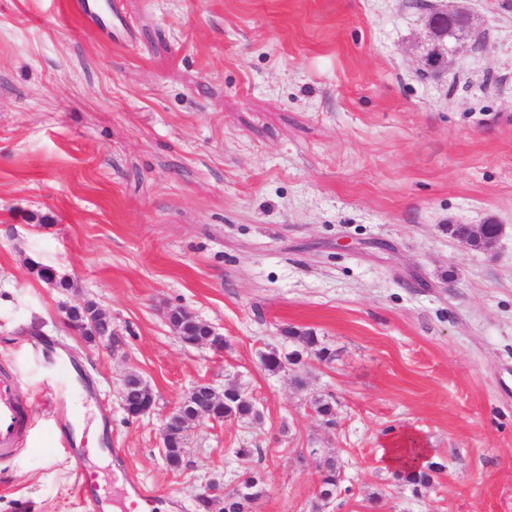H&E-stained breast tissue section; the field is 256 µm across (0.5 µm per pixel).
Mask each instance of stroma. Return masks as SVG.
I'll list each match as a JSON object with an SVG mask.
<instances>
[{"instance_id": "stroma-1", "label": "stroma", "mask_w": 512, "mask_h": 512, "mask_svg": "<svg viewBox=\"0 0 512 512\" xmlns=\"http://www.w3.org/2000/svg\"><path fill=\"white\" fill-rule=\"evenodd\" d=\"M97 32L72 0H0V367L34 407L0 459V512H81L59 443L64 381L84 427L112 422L128 472L85 465L122 502L127 473L184 512L259 472L249 512H512V7L504 0H116ZM485 36L440 71L429 15ZM452 224H497L493 250ZM75 289L47 287L32 263ZM95 303L123 343L65 322ZM184 307L224 335L185 346ZM331 360L271 372L286 329ZM138 373L155 407L134 419ZM246 389L259 419L189 428L172 470L162 427L198 383ZM336 402L334 424L315 398ZM408 434L442 464L412 488L385 465ZM254 449L242 458L236 451ZM285 333L288 336H285L288 338L289 342H296L303 346V348H313L315 347V355L316 357L321 360H330L331 353L329 352V349L327 347H320V342L317 338V336H314L312 332H303V331H296L293 329H287Z\"/></svg>"}]
</instances>
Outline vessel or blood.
I'll list each match as a JSON object with an SVG mask.
<instances>
[{
  "instance_id": "1",
  "label": "vessel or blood",
  "mask_w": 512,
  "mask_h": 512,
  "mask_svg": "<svg viewBox=\"0 0 512 512\" xmlns=\"http://www.w3.org/2000/svg\"><path fill=\"white\" fill-rule=\"evenodd\" d=\"M70 393V387H61L55 394V400L58 414L64 422L59 441L79 472L76 497L85 512H112L111 501L100 493L97 473L84 467L83 460L90 453L107 450L111 452L112 460L118 468H125L127 461L120 449L109 448L106 436L77 430L75 418L69 408ZM31 420L32 413L21 396L18 378L9 370H0V457L17 449L31 425ZM126 483L123 512H136L139 505H148L154 501L152 490L139 478L127 475Z\"/></svg>"
}]
</instances>
